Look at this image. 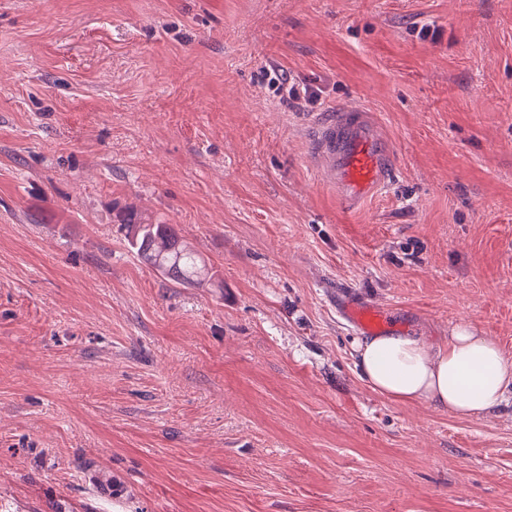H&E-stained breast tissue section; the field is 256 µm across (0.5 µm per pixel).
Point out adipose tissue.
Returning <instances> with one entry per match:
<instances>
[{
    "mask_svg": "<svg viewBox=\"0 0 512 512\" xmlns=\"http://www.w3.org/2000/svg\"><path fill=\"white\" fill-rule=\"evenodd\" d=\"M354 357L365 384L394 403L424 402L471 419L512 399V357L466 325L437 345L397 332L368 336Z\"/></svg>",
    "mask_w": 512,
    "mask_h": 512,
    "instance_id": "obj_1",
    "label": "adipose tissue"
}]
</instances>
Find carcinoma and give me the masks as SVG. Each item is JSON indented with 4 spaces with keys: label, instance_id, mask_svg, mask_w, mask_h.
<instances>
[{
    "label": "carcinoma",
    "instance_id": "1",
    "mask_svg": "<svg viewBox=\"0 0 512 512\" xmlns=\"http://www.w3.org/2000/svg\"><path fill=\"white\" fill-rule=\"evenodd\" d=\"M129 248L164 278L178 284L200 285L207 271L202 260L177 235L171 224H143L128 212L121 219Z\"/></svg>",
    "mask_w": 512,
    "mask_h": 512
}]
</instances>
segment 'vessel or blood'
I'll return each instance as SVG.
<instances>
[{
	"mask_svg": "<svg viewBox=\"0 0 512 512\" xmlns=\"http://www.w3.org/2000/svg\"><path fill=\"white\" fill-rule=\"evenodd\" d=\"M311 146L317 173L327 175L341 206L355 211L386 183L392 170L391 151L365 110L342 108L315 118ZM352 327L376 334L390 326L388 309L349 302L341 310Z\"/></svg>",
	"mask_w": 512,
	"mask_h": 512,
	"instance_id": "obj_1",
	"label": "vessel or blood"
}]
</instances>
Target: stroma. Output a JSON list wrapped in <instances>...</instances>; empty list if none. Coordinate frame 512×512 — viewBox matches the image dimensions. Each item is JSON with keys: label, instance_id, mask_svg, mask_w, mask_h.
Wrapping results in <instances>:
<instances>
[{"label": "stroma", "instance_id": "1", "mask_svg": "<svg viewBox=\"0 0 512 512\" xmlns=\"http://www.w3.org/2000/svg\"><path fill=\"white\" fill-rule=\"evenodd\" d=\"M347 107L393 158L355 213ZM345 295L512 355V0H0V512H512V402L374 393ZM311 146L316 171L326 173L341 206L355 211L386 183L391 151L364 109L342 108L315 118ZM129 248L165 279L178 284L201 285L208 272L202 260L177 235L170 224H143L128 212L121 219Z\"/></svg>", "mask_w": 512, "mask_h": 512}]
</instances>
